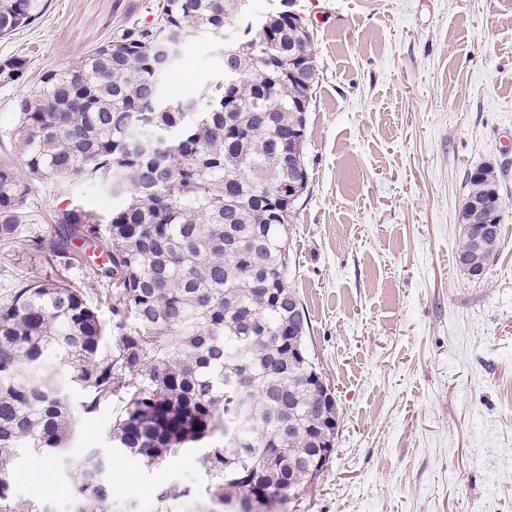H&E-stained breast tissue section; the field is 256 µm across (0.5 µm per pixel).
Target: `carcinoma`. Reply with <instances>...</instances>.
<instances>
[{
    "label": "carcinoma",
    "instance_id": "cac0c4a2",
    "mask_svg": "<svg viewBox=\"0 0 512 512\" xmlns=\"http://www.w3.org/2000/svg\"><path fill=\"white\" fill-rule=\"evenodd\" d=\"M246 0H156L152 21L124 25L77 63L42 74L0 135V241L25 239L81 278L15 283L0 303V502L10 509V459L53 453L78 475L73 512H107L109 460L64 445L79 410L110 401L113 450L157 460L202 445L210 497L265 492L264 512L304 495L313 450L336 443V400L304 346L309 316L288 282L287 226L306 191L307 112L318 73L308 31L272 14L224 62L207 108L162 94L172 70L154 55L158 31L213 37ZM43 0H0V38L30 25ZM24 55L0 60V85L24 82ZM97 183L124 203L108 218L79 205L27 235L33 181ZM467 198L486 202L494 242L473 253L461 210L458 257L484 273L500 248V179L467 172ZM108 318L86 299L88 292ZM157 512H210L189 486L158 492Z\"/></svg>",
    "mask_w": 512,
    "mask_h": 512
}]
</instances>
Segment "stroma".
I'll list each match as a JSON object with an SVG mask.
<instances>
[{"instance_id": "obj_1", "label": "stroma", "mask_w": 512, "mask_h": 512, "mask_svg": "<svg viewBox=\"0 0 512 512\" xmlns=\"http://www.w3.org/2000/svg\"><path fill=\"white\" fill-rule=\"evenodd\" d=\"M153 0H45L0 38L28 80L62 69ZM319 82L308 113V189L289 226L288 277L310 318L306 346L336 397V447L312 494L279 512H512V0H296ZM224 74L215 39L186 38L167 97H200ZM502 183L499 255L482 279L457 263L465 171ZM38 223L70 204L108 216L100 188L38 181ZM0 301L19 277L76 278L22 243L9 248ZM110 403L80 416L70 452L110 460L114 512H156L173 479L205 496L200 452L161 464L113 452ZM77 477L26 455L12 498L72 512Z\"/></svg>"}]
</instances>
